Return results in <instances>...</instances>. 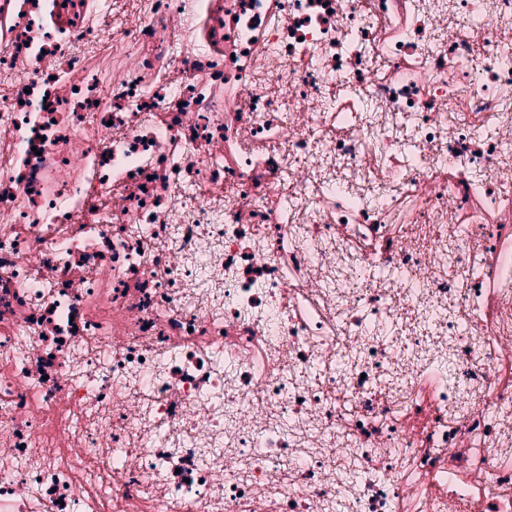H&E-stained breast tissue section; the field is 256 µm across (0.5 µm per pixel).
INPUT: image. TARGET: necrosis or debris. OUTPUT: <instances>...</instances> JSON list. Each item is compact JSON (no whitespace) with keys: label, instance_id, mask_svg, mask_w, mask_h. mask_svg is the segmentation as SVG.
Wrapping results in <instances>:
<instances>
[{"label":"necrosis or debris","instance_id":"1","mask_svg":"<svg viewBox=\"0 0 512 512\" xmlns=\"http://www.w3.org/2000/svg\"><path fill=\"white\" fill-rule=\"evenodd\" d=\"M0 512H512V0H0Z\"/></svg>","mask_w":512,"mask_h":512}]
</instances>
